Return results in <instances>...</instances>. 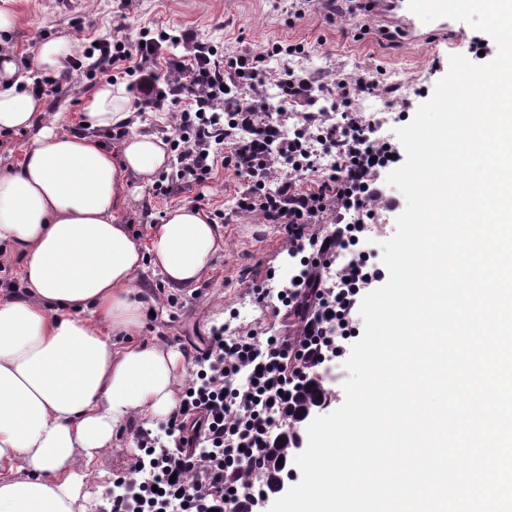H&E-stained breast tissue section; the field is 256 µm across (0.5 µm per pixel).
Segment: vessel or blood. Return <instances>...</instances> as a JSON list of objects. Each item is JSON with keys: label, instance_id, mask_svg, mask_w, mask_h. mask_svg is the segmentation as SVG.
I'll return each mask as SVG.
<instances>
[{"label": "vessel or blood", "instance_id": "1", "mask_svg": "<svg viewBox=\"0 0 512 512\" xmlns=\"http://www.w3.org/2000/svg\"><path fill=\"white\" fill-rule=\"evenodd\" d=\"M364 6L369 14L377 16L387 28L412 42L431 43L440 36L453 40L466 33L464 22L450 18L438 19L432 27H424L409 11L408 0H365Z\"/></svg>", "mask_w": 512, "mask_h": 512}]
</instances>
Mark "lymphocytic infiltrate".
I'll return each mask as SVG.
<instances>
[{
    "mask_svg": "<svg viewBox=\"0 0 512 512\" xmlns=\"http://www.w3.org/2000/svg\"><path fill=\"white\" fill-rule=\"evenodd\" d=\"M187 55L169 54L175 44ZM302 44L273 42L260 53L222 54L187 33L152 23L131 41L99 39L60 71L39 77L33 88L58 96L72 72L111 82L128 80L134 106L176 114L168 138L180 167L176 180L200 183L224 164L244 181L239 213L284 228L288 253L297 255L314 224L326 225L325 242L305 260L297 278L282 286L275 316L291 331L260 337L254 330L215 331L194 357V378L181 389L163 435L136 436L142 456L115 478L106 512H256L267 488L254 471L267 448L292 421L299 386L314 381L325 362L342 356L356 335L353 316L363 292L385 273L359 256L341 255L367 219L390 212L394 202L382 176L402 155L380 136L381 121L353 109L356 98L378 94L370 70L337 73L325 81L296 74L290 64ZM281 102L267 98L261 75L272 58ZM329 101L340 121L321 118L314 107ZM300 109L289 112V104ZM294 121V132L285 129ZM332 159L319 164L320 155Z\"/></svg>",
    "mask_w": 512,
    "mask_h": 512,
    "instance_id": "1",
    "label": "lymphocytic infiltrate"
}]
</instances>
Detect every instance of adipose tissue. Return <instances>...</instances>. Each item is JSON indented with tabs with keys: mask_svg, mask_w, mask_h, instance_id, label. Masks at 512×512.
Returning <instances> with one entry per match:
<instances>
[{
	"mask_svg": "<svg viewBox=\"0 0 512 512\" xmlns=\"http://www.w3.org/2000/svg\"><path fill=\"white\" fill-rule=\"evenodd\" d=\"M24 82L0 52V133L31 134L18 161L0 164V256L22 261L19 288L0 289V512H79V466L128 421L179 403L182 352L127 340L157 305L139 274L192 286L224 237L186 206L146 246L118 220L127 178L150 183L169 160L161 139L132 132L123 86L99 84L86 130L68 133ZM100 131L124 137L111 149Z\"/></svg>",
	"mask_w": 512,
	"mask_h": 512,
	"instance_id": "obj_1",
	"label": "adipose tissue"
}]
</instances>
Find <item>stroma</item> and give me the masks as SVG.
Returning a JSON list of instances; mask_svg holds the SVG:
<instances>
[{
	"instance_id": "1",
	"label": "stroma",
	"mask_w": 512,
	"mask_h": 512,
	"mask_svg": "<svg viewBox=\"0 0 512 512\" xmlns=\"http://www.w3.org/2000/svg\"><path fill=\"white\" fill-rule=\"evenodd\" d=\"M347 0H0V9L14 12L17 23L7 37L21 69L31 67L40 43L60 35L84 43L81 27L93 16L94 35L133 39L143 25L159 21L194 33L220 52H260L275 41L304 44L306 53L296 65L304 74L323 77L336 70L358 67L373 71L380 82L376 96L356 99L362 114L383 119V135L399 128L402 107L418 109L433 94L447 72L449 58L468 55V37L455 44L428 46L382 34L375 19H351ZM94 88L83 73L72 76L68 95L46 100V112L64 130L78 129V115L86 111ZM243 186L232 171L217 167L202 185H181L172 194H155L153 184L136 188L126 184L118 219L128 224L140 240H148L155 224L177 206H189L219 216L224 247L217 252L199 282L173 288L152 272L141 273L140 289L158 299L154 316L133 339L159 342L191 355L208 344L216 327L255 330L268 336L281 329L272 313L274 298L256 303L252 290L266 282L286 284L298 269L289 256L287 240L273 224L251 216H233L236 197ZM163 418L132 420L104 449L93 465L94 476L86 490L84 512H99L115 474L125 472L137 452L135 434L148 429L161 432Z\"/></svg>"
}]
</instances>
